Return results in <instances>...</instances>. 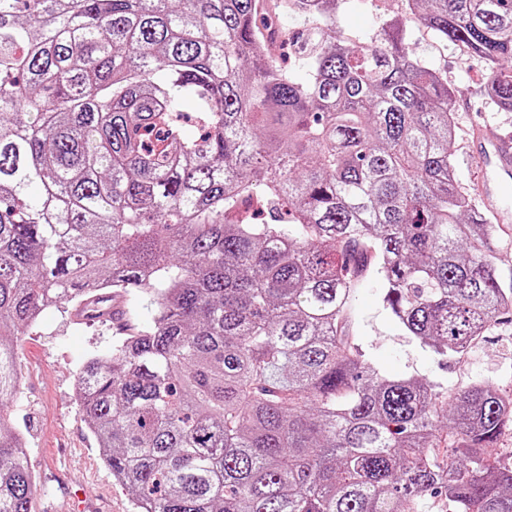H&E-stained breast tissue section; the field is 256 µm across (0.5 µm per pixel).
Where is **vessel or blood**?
<instances>
[{
	"label": "vessel or blood",
	"mask_w": 512,
	"mask_h": 512,
	"mask_svg": "<svg viewBox=\"0 0 512 512\" xmlns=\"http://www.w3.org/2000/svg\"><path fill=\"white\" fill-rule=\"evenodd\" d=\"M481 193L495 198L512 181V138L498 134L491 126L478 129L472 141Z\"/></svg>",
	"instance_id": "b4317fda"
}]
</instances>
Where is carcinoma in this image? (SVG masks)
I'll list each match as a JSON object with an SVG mask.
<instances>
[{
	"instance_id": "obj_1",
	"label": "carcinoma",
	"mask_w": 512,
	"mask_h": 512,
	"mask_svg": "<svg viewBox=\"0 0 512 512\" xmlns=\"http://www.w3.org/2000/svg\"><path fill=\"white\" fill-rule=\"evenodd\" d=\"M345 4L288 0L300 78L260 0H0V409L45 308L145 289L151 322L77 391L138 512H512V459L485 452L512 396L381 376L346 332L371 270L458 358L512 283L454 176L448 84L396 19L337 40ZM406 10L512 111V0ZM22 440L0 413V512H32Z\"/></svg>"
}]
</instances>
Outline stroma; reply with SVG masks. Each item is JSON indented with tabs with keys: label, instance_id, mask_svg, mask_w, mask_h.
Segmentation results:
<instances>
[{
	"label": "stroma",
	"instance_id": "35a3bbf8",
	"mask_svg": "<svg viewBox=\"0 0 512 512\" xmlns=\"http://www.w3.org/2000/svg\"><path fill=\"white\" fill-rule=\"evenodd\" d=\"M394 16L409 32V52L425 58L448 82L456 124L455 175L463 187L475 189V164L468 151L473 126L486 119L498 133L511 135L512 112L498 110L487 100L484 64L403 13L402 0H348L336 30L343 37L364 40ZM381 295L379 279L363 282L350 327L380 373L416 376L451 389L482 379L512 394V315L499 318L464 356L443 362L398 329ZM119 336L108 319L77 322L70 310L51 307L18 339L17 362L24 384L9 416L22 430L28 448L34 512H68L75 496L84 498L88 512L97 507L136 512L132 495L105 464L74 393L82 364L92 354L110 349Z\"/></svg>",
	"mask_w": 512,
	"mask_h": 512
}]
</instances>
